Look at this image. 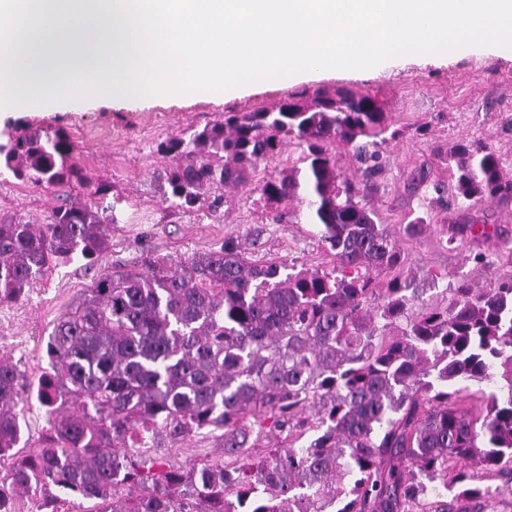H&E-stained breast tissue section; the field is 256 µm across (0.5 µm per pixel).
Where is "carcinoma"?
<instances>
[{"label":"carcinoma","instance_id":"carcinoma-1","mask_svg":"<svg viewBox=\"0 0 512 512\" xmlns=\"http://www.w3.org/2000/svg\"><path fill=\"white\" fill-rule=\"evenodd\" d=\"M389 113L349 89L242 112L160 144L172 207L216 210L229 185L279 154L289 136L304 170L266 177L262 196L304 193L331 271L284 273L244 250L180 260L141 255L101 269L55 323L36 400L49 429L25 438L17 365L0 360V512L34 494L31 512L72 498L97 512H497L503 490L462 464L512 480V274L476 289L461 281L443 305L420 301L365 189L344 177L333 146L377 162ZM62 130L0 137V184L82 180ZM224 159L213 165L211 159ZM457 198L512 200L499 155L460 144ZM108 182L59 207L50 224L0 220V304L16 303L53 264L94 265L110 248ZM446 243L475 235L451 224ZM495 383L478 416L470 384ZM286 433L257 456L265 428ZM221 430L224 460L189 470L129 451ZM312 437L300 443L307 433ZM456 489L448 503L442 497Z\"/></svg>","mask_w":512,"mask_h":512}]
</instances>
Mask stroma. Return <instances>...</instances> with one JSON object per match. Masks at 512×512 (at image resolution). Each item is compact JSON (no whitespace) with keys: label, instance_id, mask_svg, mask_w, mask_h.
I'll return each mask as SVG.
<instances>
[{"label":"stroma","instance_id":"obj_1","mask_svg":"<svg viewBox=\"0 0 512 512\" xmlns=\"http://www.w3.org/2000/svg\"><path fill=\"white\" fill-rule=\"evenodd\" d=\"M347 87L374 96L390 112L391 134L379 150L378 169L368 173L354 148L337 145V166L344 176L367 188L368 198L396 240L404 272L426 302L440 303L459 281L483 288L512 273V202L488 198L465 210L455 197L448 155L463 141L479 140L500 156L512 178V48L495 54L462 52L434 61L412 60L368 78L349 74L311 75L271 80L226 99L179 97L136 101H86L50 112H16L0 117V134L14 130L63 129L75 145L83 179L61 188L15 181L0 186V219L47 224L67 199H84L91 186L111 183L109 201L117 205L110 229L111 249L99 267L134 261L148 251L181 259L207 254L234 241L254 261L282 260L294 270L328 271L332 258L296 198L264 200L263 177L299 164L301 149L293 138L281 153L252 174L248 186L228 187L218 210L201 207L178 212L164 195L161 180L176 164L161 153V141L186 129L203 128L228 112H252L285 100L304 102L315 92L335 94ZM283 214L273 223V214ZM427 221L410 234L416 217ZM469 222L485 226L487 237L448 245L442 226ZM486 252L489 263L473 256ZM84 261L59 264L34 281L25 298L0 305V359L13 361L24 386L36 384L47 365L45 346L56 320L91 282ZM158 455L189 469L222 460L220 442L199 434L171 444Z\"/></svg>","mask_w":512,"mask_h":512}]
</instances>
